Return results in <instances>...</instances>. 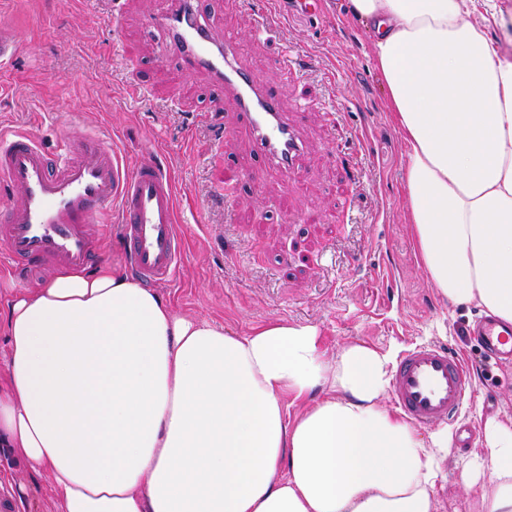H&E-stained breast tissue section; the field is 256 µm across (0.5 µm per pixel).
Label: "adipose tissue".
<instances>
[{"label":"adipose tissue","mask_w":512,"mask_h":512,"mask_svg":"<svg viewBox=\"0 0 512 512\" xmlns=\"http://www.w3.org/2000/svg\"><path fill=\"white\" fill-rule=\"evenodd\" d=\"M470 0H349L408 147L423 269L512 323V60ZM0 453L58 512H436L448 431L391 411L392 352L335 354L306 326L236 335L176 314L124 269L56 273L5 301ZM472 512H512V422L486 419Z\"/></svg>","instance_id":"1"}]
</instances>
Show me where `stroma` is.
Wrapping results in <instances>:
<instances>
[{"label":"stroma","instance_id":"1","mask_svg":"<svg viewBox=\"0 0 512 512\" xmlns=\"http://www.w3.org/2000/svg\"><path fill=\"white\" fill-rule=\"evenodd\" d=\"M216 37L233 32L250 69L302 115L305 161L281 179L243 134L204 120L222 92L206 72L155 65L160 0H0V24L23 38L0 63V126L49 150L71 131L114 142L131 164L160 163L176 185L184 255L158 293L180 315L235 334L270 321L309 326L327 352L353 342L403 354L446 345L479 366L456 422L469 446L449 449L437 512H467L466 463L486 456V417L512 420V363L493 364L472 336L477 307L456 308L429 281L407 213L406 145L372 53L374 31L348 0L317 12L278 0L276 42L255 40L265 0H199ZM292 48L300 70L279 65ZM145 90L129 93L130 83ZM235 189L233 200L220 190ZM0 512H57L44 476L0 455Z\"/></svg>","mask_w":512,"mask_h":512}]
</instances>
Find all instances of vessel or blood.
Returning <instances> with one entry per match:
<instances>
[{"label": "vessel or blood", "mask_w": 512, "mask_h": 512, "mask_svg": "<svg viewBox=\"0 0 512 512\" xmlns=\"http://www.w3.org/2000/svg\"><path fill=\"white\" fill-rule=\"evenodd\" d=\"M156 24L168 35L181 71H205L234 104V125L252 150L280 175L299 165L297 118L284 112L275 89L257 83L232 38L217 40L193 0H168ZM115 222L127 263L150 282L170 279L182 252L176 192L157 164L129 166L111 143L68 137L52 155L25 133L0 132V250L23 270L37 265L86 270L102 255L99 223ZM486 357L512 361V324L494 316L473 329ZM470 375L462 357L441 345L407 351L391 383L394 403L411 423L457 417Z\"/></svg>", "instance_id": "vessel-or-blood-1"}]
</instances>
